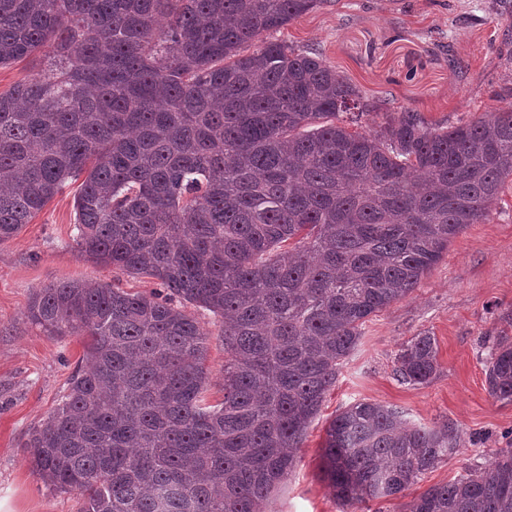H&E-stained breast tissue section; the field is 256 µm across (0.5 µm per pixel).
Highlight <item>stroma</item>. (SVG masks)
I'll use <instances>...</instances> for the list:
<instances>
[{
  "instance_id": "stroma-1",
  "label": "stroma",
  "mask_w": 512,
  "mask_h": 512,
  "mask_svg": "<svg viewBox=\"0 0 512 512\" xmlns=\"http://www.w3.org/2000/svg\"><path fill=\"white\" fill-rule=\"evenodd\" d=\"M293 48L314 49L389 109L408 107L433 124L467 122L494 111L500 86L512 85V0H329L274 32ZM71 184L12 239L0 243V499L8 512H76L75 493L45 486L22 443L68 391L81 365L79 336L48 335L28 317L36 289L67 280L119 283L145 295L156 280L130 278L87 259L77 247ZM208 335L211 398H222L224 338L210 312L186 305ZM429 332L439 371L424 386L394 374L398 351ZM512 336V181L486 221L470 225L408 297L370 317L311 423L296 472L275 493L271 512H340L320 479L325 428L345 406L366 400L401 409L416 425H450L459 450L413 485L409 496L485 467L512 448V402L490 397L485 340Z\"/></svg>"
}]
</instances>
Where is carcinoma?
I'll return each instance as SVG.
<instances>
[{
  "label": "carcinoma",
  "instance_id": "1",
  "mask_svg": "<svg viewBox=\"0 0 512 512\" xmlns=\"http://www.w3.org/2000/svg\"><path fill=\"white\" fill-rule=\"evenodd\" d=\"M327 0H0V66L44 73L0 94V243L70 182L82 253L162 287L69 280L28 317L85 336V370L27 435L34 473L79 512H266L364 323L407 297L512 179L505 107L434 126L383 114L313 51L262 40ZM258 42L249 53V44ZM179 298L219 317L224 395L204 397L208 337ZM435 338L395 374L425 385ZM512 402V336L485 363ZM459 435L357 401L329 423L326 487L349 512L404 494ZM405 512H512V448L429 487Z\"/></svg>",
  "mask_w": 512,
  "mask_h": 512
}]
</instances>
